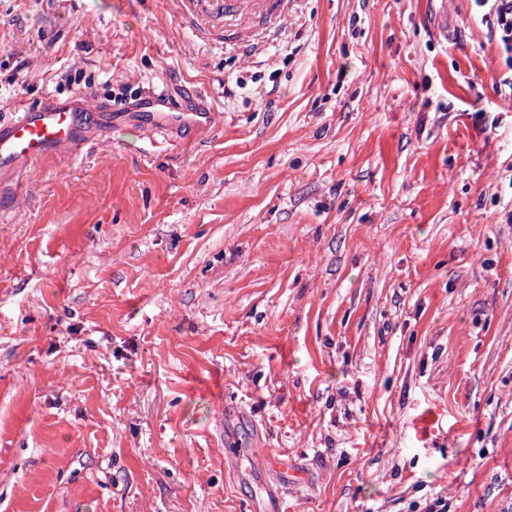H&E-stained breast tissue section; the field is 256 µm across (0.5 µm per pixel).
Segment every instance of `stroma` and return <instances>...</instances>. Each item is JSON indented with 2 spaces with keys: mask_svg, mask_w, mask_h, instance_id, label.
I'll return each instance as SVG.
<instances>
[{
  "mask_svg": "<svg viewBox=\"0 0 512 512\" xmlns=\"http://www.w3.org/2000/svg\"><path fill=\"white\" fill-rule=\"evenodd\" d=\"M483 14L296 0L243 54L171 0H0V122L215 114L0 170V512H512V65ZM137 123L149 137H160L173 142V134L189 128L195 134L209 130L214 124L215 114L210 108L189 104L175 108L165 94L143 97L137 106Z\"/></svg>",
  "mask_w": 512,
  "mask_h": 512,
  "instance_id": "obj_1",
  "label": "stroma"
}]
</instances>
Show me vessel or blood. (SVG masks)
<instances>
[{"label":"vessel or blood","instance_id":"1","mask_svg":"<svg viewBox=\"0 0 512 512\" xmlns=\"http://www.w3.org/2000/svg\"><path fill=\"white\" fill-rule=\"evenodd\" d=\"M181 18L201 34L227 26L239 29L238 43L249 46L266 34L280 30L288 18L289 0H174ZM20 118L0 125V169L18 162H35L55 150H80L86 143L82 124L86 116L100 114L99 103L50 104L26 102ZM137 122L149 137L172 141L187 128L200 134L215 120L210 108L173 107L165 94H151L137 106Z\"/></svg>","mask_w":512,"mask_h":512}]
</instances>
